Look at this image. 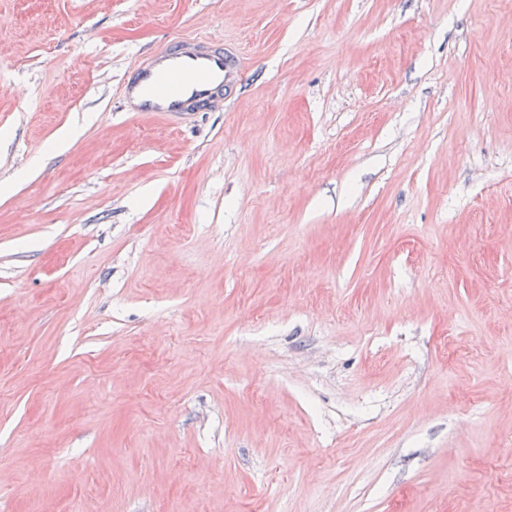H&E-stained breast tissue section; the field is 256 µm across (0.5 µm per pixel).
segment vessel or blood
Masks as SVG:
<instances>
[{"label":"vessel or blood","instance_id":"b4317fda","mask_svg":"<svg viewBox=\"0 0 512 512\" xmlns=\"http://www.w3.org/2000/svg\"><path fill=\"white\" fill-rule=\"evenodd\" d=\"M236 69L222 45L181 41L137 67L124 84V95L139 112H201L222 95Z\"/></svg>","mask_w":512,"mask_h":512}]
</instances>
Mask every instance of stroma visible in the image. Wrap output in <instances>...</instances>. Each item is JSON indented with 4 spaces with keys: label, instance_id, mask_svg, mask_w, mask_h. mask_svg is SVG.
<instances>
[{
    "label": "stroma",
    "instance_id": "35a3bbf8",
    "mask_svg": "<svg viewBox=\"0 0 512 512\" xmlns=\"http://www.w3.org/2000/svg\"><path fill=\"white\" fill-rule=\"evenodd\" d=\"M0 512H512V0H0ZM237 69L222 45L181 41L137 67L124 83V95L137 112H201L224 94V83L228 85Z\"/></svg>",
    "mask_w": 512,
    "mask_h": 512
}]
</instances>
